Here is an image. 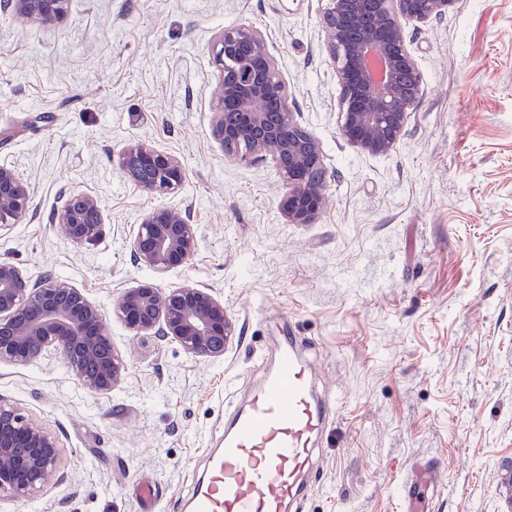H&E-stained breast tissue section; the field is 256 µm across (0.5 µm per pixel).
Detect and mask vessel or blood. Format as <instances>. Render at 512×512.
I'll list each match as a JSON object with an SVG mask.
<instances>
[{
	"label": "vessel or blood",
	"instance_id": "b4317fda",
	"mask_svg": "<svg viewBox=\"0 0 512 512\" xmlns=\"http://www.w3.org/2000/svg\"><path fill=\"white\" fill-rule=\"evenodd\" d=\"M328 421L312 367L295 340L228 418L223 447L210 451L189 512H289L318 474L315 444Z\"/></svg>",
	"mask_w": 512,
	"mask_h": 512
}]
</instances>
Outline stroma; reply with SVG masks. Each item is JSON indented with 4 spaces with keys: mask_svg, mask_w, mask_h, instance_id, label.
Wrapping results in <instances>:
<instances>
[{
    "mask_svg": "<svg viewBox=\"0 0 512 512\" xmlns=\"http://www.w3.org/2000/svg\"><path fill=\"white\" fill-rule=\"evenodd\" d=\"M321 0H71L41 25L0 5V166L32 207L0 230V263L68 281L106 313L126 359L111 392L64 359L0 363V398L52 432L58 472L0 512H183L194 468L224 439V414L288 337L333 396L318 481L300 512H512V0H459L407 22L423 92L397 146L368 155L341 136ZM267 38L300 124L321 144L327 206L289 224L268 160L226 158L213 134L225 27ZM146 142L178 156L174 195L138 187L117 155ZM98 197V238L53 222L63 197ZM189 215L199 248L163 275L137 264L139 224ZM192 285L224 301L236 337L197 360L111 311L124 289Z\"/></svg>",
    "mask_w": 512,
    "mask_h": 512,
    "instance_id": "35a3bbf8",
    "label": "stroma"
}]
</instances>
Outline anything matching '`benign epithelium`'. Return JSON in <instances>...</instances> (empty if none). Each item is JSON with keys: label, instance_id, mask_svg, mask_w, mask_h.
<instances>
[{"label": "benign epithelium", "instance_id": "obj_1", "mask_svg": "<svg viewBox=\"0 0 512 512\" xmlns=\"http://www.w3.org/2000/svg\"><path fill=\"white\" fill-rule=\"evenodd\" d=\"M9 2L30 20L51 23L64 18L70 0ZM456 5L457 0H325L322 23L340 88V133L347 143L370 155L387 154L399 143L422 83L404 23L445 15ZM213 61L222 72L213 133L225 155L243 162L271 160L288 187L281 203L286 222L316 223L327 203L322 147L293 112L264 35L247 25L224 28ZM403 69L415 79L411 88L400 80ZM229 106L236 110L230 122L225 120ZM117 166L158 195L179 191L187 178L180 158L146 143L128 146ZM142 170L157 172L156 181L140 180ZM30 208L28 187L0 167V228L18 223ZM54 223L71 242L84 245L98 237L104 214L95 196L71 193ZM197 250L195 225L168 207L150 212L132 242L135 261L160 274L185 265ZM115 313L132 333H157L195 358L223 357L235 336L224 302L190 285L162 290L143 281L122 293ZM50 350L93 393L112 391L126 373L96 304L61 278L44 276L32 286L20 269L1 263L0 362L30 365ZM60 462L55 436L0 399V498L38 497Z\"/></svg>", "mask_w": 512, "mask_h": 512}]
</instances>
